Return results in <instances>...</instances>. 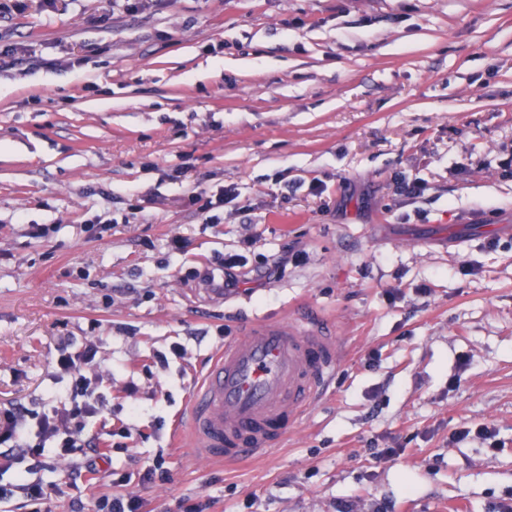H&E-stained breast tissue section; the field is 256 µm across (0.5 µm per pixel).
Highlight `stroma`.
<instances>
[{
  "instance_id": "stroma-1",
  "label": "stroma",
  "mask_w": 512,
  "mask_h": 512,
  "mask_svg": "<svg viewBox=\"0 0 512 512\" xmlns=\"http://www.w3.org/2000/svg\"><path fill=\"white\" fill-rule=\"evenodd\" d=\"M0 42L19 49L0 65V403L55 406L59 341L90 342L112 375L94 431H140L112 469L169 474L73 488L50 454L46 512L119 492L144 512H512V0H0ZM199 186L238 197L211 219ZM290 246L250 291L186 278ZM301 309L343 347L303 419L245 462L178 444L215 351ZM471 421L500 448L453 442Z\"/></svg>"
}]
</instances>
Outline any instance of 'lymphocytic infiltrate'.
Returning <instances> with one entry per match:
<instances>
[{
  "instance_id": "1",
  "label": "lymphocytic infiltrate",
  "mask_w": 512,
  "mask_h": 512,
  "mask_svg": "<svg viewBox=\"0 0 512 512\" xmlns=\"http://www.w3.org/2000/svg\"><path fill=\"white\" fill-rule=\"evenodd\" d=\"M246 264L244 255L228 254L218 268H195L189 276L215 293L227 294L249 284ZM96 355L90 344L78 348L62 344L53 369L68 378L70 393L61 405L49 410L36 401L0 405V470H10L28 460L40 462L49 442L54 443L58 458H77L71 480L85 478L110 464V453L101 448L98 435L88 426L91 419L110 412L98 378L91 371Z\"/></svg>"
}]
</instances>
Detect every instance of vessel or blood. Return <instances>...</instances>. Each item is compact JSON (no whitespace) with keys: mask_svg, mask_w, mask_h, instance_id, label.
Here are the masks:
<instances>
[{"mask_svg":"<svg viewBox=\"0 0 512 512\" xmlns=\"http://www.w3.org/2000/svg\"><path fill=\"white\" fill-rule=\"evenodd\" d=\"M339 346L318 318L258 320L213 356L190 401V441L221 461L256 455L329 387Z\"/></svg>","mask_w":512,"mask_h":512,"instance_id":"vessel-or-blood-1","label":"vessel or blood"}]
</instances>
